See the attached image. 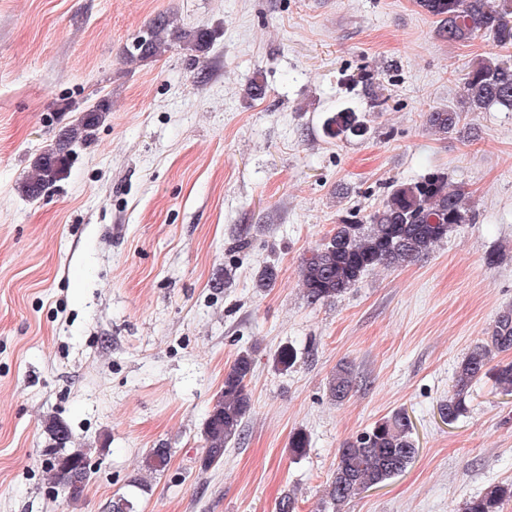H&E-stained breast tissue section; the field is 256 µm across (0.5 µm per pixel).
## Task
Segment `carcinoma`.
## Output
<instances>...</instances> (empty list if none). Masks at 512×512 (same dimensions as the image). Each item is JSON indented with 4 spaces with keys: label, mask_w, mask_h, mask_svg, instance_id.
<instances>
[{
    "label": "carcinoma",
    "mask_w": 512,
    "mask_h": 512,
    "mask_svg": "<svg viewBox=\"0 0 512 512\" xmlns=\"http://www.w3.org/2000/svg\"><path fill=\"white\" fill-rule=\"evenodd\" d=\"M418 5L437 19L439 33L454 43H465L476 33L493 36L497 46H512V0H417ZM212 35L204 28L186 30L169 17L160 15L139 33L132 47L124 52L130 63L153 61L179 45L204 53ZM466 94L459 108L435 109L426 123L439 135L460 133L463 114L484 112L494 106L512 111V61L482 60L466 73ZM109 106L104 101L81 111L66 126L55 144L38 156L31 175L23 184L26 195L40 197L63 179L72 147L89 141L96 126L105 119ZM364 125L356 111L340 109L328 122L332 136L359 134ZM475 213L468 208L466 193L452 187L448 174L433 170L420 179L393 185L384 204L369 215L368 221L341 220L326 242L312 248L302 258L299 273L307 301L317 304L336 299L355 287L364 275L377 268L407 266L428 254L460 224H470ZM512 350V306L502 309L487 329L484 341L458 362L448 399L440 404L441 418L457 421L467 410V395L481 377L492 374L495 385L512 393V363L488 368L493 356ZM254 369L252 353H239L224 374V387L208 412L201 430L205 445L204 467L224 461V450L240 439L251 412L248 383ZM351 369L340 364L328 381L333 401H345L354 389ZM44 431L51 440L44 453L55 463L47 469L53 483L72 489L68 500L78 502L90 479L85 469L86 453L72 447L69 426L52 416L44 420ZM418 454L413 425L403 411L376 421L369 428L346 439L336 453L325 498L319 512H339L340 506L367 490L383 485L405 472ZM171 459L168 448H154L143 459L142 474L130 481L128 493L112 502V512H137L139 498L151 491V478L163 473ZM512 500V483L491 484L477 497L467 500L462 512H502Z\"/></svg>",
    "instance_id": "cac0c4a2"
}]
</instances>
